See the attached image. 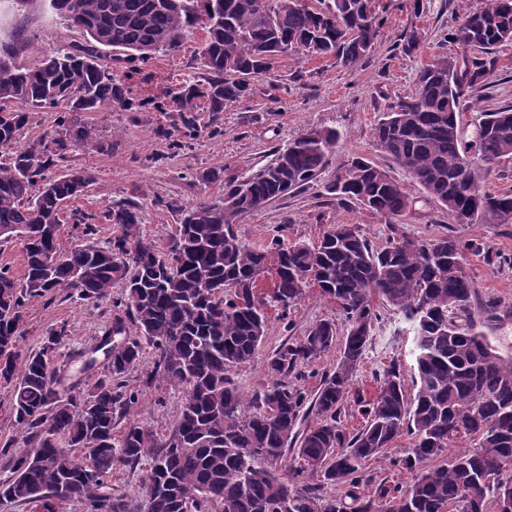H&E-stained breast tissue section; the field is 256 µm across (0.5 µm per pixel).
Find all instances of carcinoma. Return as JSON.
<instances>
[{
	"instance_id": "obj_1",
	"label": "carcinoma",
	"mask_w": 512,
	"mask_h": 512,
	"mask_svg": "<svg viewBox=\"0 0 512 512\" xmlns=\"http://www.w3.org/2000/svg\"><path fill=\"white\" fill-rule=\"evenodd\" d=\"M51 8L87 36L33 67L13 53L0 58V242L25 252L22 276L0 268V384L12 387V413L20 445L5 494L39 512L78 501L86 512H500L512 495V358H502L487 332L500 301L481 298L466 275V254L478 241L452 234L376 247L354 224H335L312 245L272 237L257 250L236 230L240 218L271 200L317 182L332 164L340 140L335 129H313L274 151V158L243 180L224 182V197L179 213L165 246L140 231V206L117 200L103 214L117 233L102 248L91 241L60 247V214L92 183L89 171L70 168L75 143L93 140L74 122L78 112L116 103L131 112L180 113L181 126L161 131L169 149L188 146L198 131L196 112L210 113L220 132L224 108L264 79L288 56L333 58L349 67L373 51L383 17L377 0H50ZM206 37L198 49L202 79L171 89L169 100L137 98L128 80L157 54L181 46L187 27ZM449 39L460 57L422 65L416 90L389 106L374 132L377 148L442 207L454 224H511L512 193H490L482 183L512 160V105L482 112L471 132L461 123L464 88L485 86L495 69L493 51L512 41V0H482L464 13ZM139 56L140 68L116 78L101 63L102 50ZM57 116L35 141L24 140L31 113ZM336 202L354 201L402 224L415 210L386 169L354 157L324 186ZM270 275V288L261 278ZM125 285L120 313L105 329L103 360L87 363L94 380L79 399L65 367L53 365L64 329L49 334L34 353L17 351L25 301L49 292L76 293L96 304L117 282ZM315 284L336 300L350 322L336 368L322 376L314 396L288 384L301 368L336 346L329 321L311 326L297 343L269 357L271 387L248 396L233 370L249 363L262 343L268 311L288 318ZM399 312L413 333L411 384L399 365L379 379L363 405L366 423L349 435L341 425L353 371L363 360L379 314L374 301ZM138 335L130 336L128 325ZM156 356L153 379L186 392L181 415L165 438L130 422L115 430L138 395L126 389L128 371L143 343ZM315 424L297 430L301 418ZM412 454L391 461L413 473L411 483L359 492L361 469L381 458L402 435ZM459 439L476 450L426 468ZM42 454L30 460L29 449ZM297 465L283 479L276 465L287 454ZM147 467L142 486L164 480L137 504L112 487L116 464ZM349 488L328 499L308 482Z\"/></svg>"
}]
</instances>
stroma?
<instances>
[{"label": "stroma", "instance_id": "stroma-1", "mask_svg": "<svg viewBox=\"0 0 512 512\" xmlns=\"http://www.w3.org/2000/svg\"><path fill=\"white\" fill-rule=\"evenodd\" d=\"M386 22L373 52L349 67L334 60L303 57L279 60L270 75L257 82L251 96L228 106L221 124L223 134H212L208 113H199V132L182 151L168 149L158 129L173 130L180 118L175 112H129L119 106H105L95 112L80 113L82 123L94 131L89 144L74 145L70 166L88 169L93 183L84 196L66 203L65 213L79 210L95 215V242L111 238L115 225L107 223L103 212L112 201L131 199L143 210L141 231L166 243L175 230L179 211L201 201H215L224 194L223 181L210 180L213 172L237 176L265 165L274 150L286 146L313 129H336L341 138L336 145L334 167L326 169L320 181L304 190L288 194L245 214L237 229L249 244L263 249L274 235L285 241L316 242L333 224H354L374 246L389 239L425 240L453 233L461 240L484 243L485 254L468 256L465 272L481 296L501 303V318L488 339L499 355L512 357V224H450L439 206L422 204L420 186L402 169L392 165L373 141L372 132L388 106L411 95L422 63L438 56H454L457 44L445 38L466 11L479 8L481 0H379ZM418 31L421 41L412 55L401 44L406 33ZM206 33L188 29L177 52L153 58L143 73L130 82L139 97H160L181 82L201 73L196 53ZM82 32L71 28L49 5V0H0V50L14 51L18 65L31 66L56 49L84 42ZM495 71L487 86L467 89L463 97V123H471L481 112L512 105V43L495 52ZM353 156H363L389 169L392 177L418 204L404 224H388L383 218L356 204L337 205L324 190L334 180L336 164ZM124 288L116 284L109 299L95 305L49 293L28 299L18 349L30 351L57 329H65L67 340L57 353L71 374L81 375L84 360L80 351H91L108 327L114 313L113 302ZM379 321L363 362L352 381L351 392L341 415L347 433L365 423L363 401L376 392V376L390 363L409 373L412 364V335L402 316L387 306H379ZM326 320L345 336L349 322L333 299L321 296L310 286L287 320L270 316L266 338L254 359L236 368L234 382L244 394L271 386L266 371L268 356L284 342H298L316 322ZM154 370V355L146 353L126 376L129 389L139 399L126 421L157 435H168L178 420L185 394L170 383H148ZM413 446L404 436L388 450L384 459L367 461L362 470L361 492L373 494L383 483L405 484L411 473L392 467L395 457L407 456Z\"/></svg>", "mask_w": 512, "mask_h": 512}]
</instances>
